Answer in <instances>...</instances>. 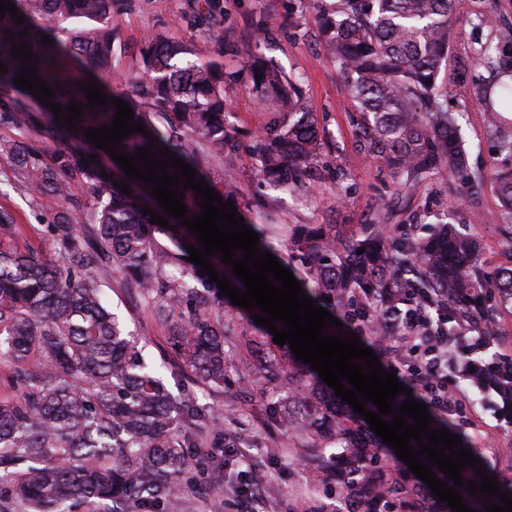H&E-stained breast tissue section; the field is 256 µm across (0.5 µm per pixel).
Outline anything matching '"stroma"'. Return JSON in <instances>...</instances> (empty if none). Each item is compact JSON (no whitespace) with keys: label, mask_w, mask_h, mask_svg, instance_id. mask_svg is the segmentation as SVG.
I'll list each match as a JSON object with an SVG mask.
<instances>
[{"label":"stroma","mask_w":512,"mask_h":512,"mask_svg":"<svg viewBox=\"0 0 512 512\" xmlns=\"http://www.w3.org/2000/svg\"><path fill=\"white\" fill-rule=\"evenodd\" d=\"M495 15L512 26V0H454L457 38L452 46L446 83L448 108L462 113V138L474 169L501 165L503 157L485 113L474 104V88L491 73L480 65L477 48L493 33L476 26L480 15ZM195 0H112L110 23L114 36L112 86L124 87L136 73L134 52L153 31L165 28L191 45L199 62L222 59L224 69L239 79L227 89L233 146L210 165L216 188L232 181L240 194L243 213L256 224L274 229L273 246H280L297 224H339L351 233L369 224L388 225L396 236L425 237L432 225L453 207L452 223L481 244V268L488 278L512 266V213L501 205L497 185L486 179L473 187L448 189V172L440 169L412 189L398 186L383 165L361 150L351 122L354 105L334 63L328 61L315 38L316 12L310 0H218L216 19L224 31V47L216 49L196 18ZM266 31L265 43L255 44L256 32ZM271 59L286 74L299 77L312 105L317 127L330 142L321 161L331 173L312 194L289 196L258 184L252 139L267 120L265 105L252 89L248 67L253 53ZM11 161L0 156V206L18 219L14 247L44 259L52 258L51 243L43 232L48 213L33 207L8 182ZM110 306L143 337L145 354L165 365L164 380L173 392L185 391L208 409L216 429L233 445L216 452L224 475L226 495L219 500L185 495L173 512H323L335 503V483L320 480L304 449L294 447L287 431L267 421L264 403L243 397L228 403L224 394L189 380L174 362L164 326L154 323L133 281L105 271ZM448 390L469 408L463 427L478 459L501 482L512 481V420L491 399L480 400L469 379L448 372ZM247 449L263 470L261 502L239 500L238 475L246 466L239 455Z\"/></svg>","instance_id":"1"}]
</instances>
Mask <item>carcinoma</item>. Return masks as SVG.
I'll return each instance as SVG.
<instances>
[{
  "instance_id": "carcinoma-1",
  "label": "carcinoma",
  "mask_w": 512,
  "mask_h": 512,
  "mask_svg": "<svg viewBox=\"0 0 512 512\" xmlns=\"http://www.w3.org/2000/svg\"><path fill=\"white\" fill-rule=\"evenodd\" d=\"M26 19L0 16V62L14 94L0 97V126L18 138L0 142L12 159L13 178L42 209L54 212L45 225L58 260H40L4 247L17 220L0 207V361L9 367L0 379L11 393L0 397V512H166L179 495L221 492V475L209 474L216 443L199 432L207 410L190 395H175L144 350L130 340L105 301L103 271L137 280L139 294L153 304L166 325L177 366L212 391L232 386L278 400L267 405L268 419L288 431L297 448H314L318 469L328 478L346 474L342 497L351 512H376L381 503H406L408 512H447L426 483L394 463L396 452L370 429L354 408L336 396L319 374L274 343L255 324L260 310L231 303L201 266L186 263V245L200 247L186 226L167 229L143 213L144 183L113 168L111 157L91 159L72 144V131L52 112H30L28 92L14 84L23 60L13 45L29 44L40 80L53 89L52 101L88 103L81 82L94 80L109 96L133 110L150 137L131 133L116 152L135 154L150 143L169 148L210 184L208 164L224 156V86L235 75L214 60L189 58L191 48L166 31L148 36L139 50V76L128 88H112V30L102 21L112 0H12ZM321 46L336 64L356 115L352 122L365 150L405 189L434 171L448 168V184L473 185L484 179L470 168L458 118L448 113L443 70L455 36L453 0H313ZM213 0H204L197 18L216 43L224 33L212 21ZM497 40L481 45L480 61L509 76L498 84H478L474 97L486 112L499 150L512 156V69L502 47L512 45V28L492 15ZM29 31V35L20 33ZM15 38H10V35ZM52 45L41 43L42 36ZM254 90L266 103L269 121L254 140L258 177L292 192L316 186L313 171L324 149L311 105L297 78L272 61L251 59ZM261 79H256V76ZM115 107L83 109L78 133L113 123ZM107 172V177L100 173ZM502 206L512 210V166L495 169ZM130 186L125 194L114 183ZM95 195L94 222L81 233L82 194ZM287 257L277 261L300 281L305 293L343 323L327 333L357 335L365 347L386 358L373 331L378 309L350 312L358 291L379 301L399 287L396 272L413 263L414 296L442 302L455 318L489 332L493 305L478 267L475 240L449 227L430 239L396 238L374 224L345 240L334 224H303L288 237ZM218 277L245 289L232 266L208 258ZM183 266L181 276L169 269ZM498 302L512 304V268L496 278ZM244 320L251 336H233L230 324ZM236 343V380L226 378L224 345ZM462 370L493 391L512 410V357H473L480 347L460 342ZM431 428L461 436L457 424L428 408Z\"/></svg>"
}]
</instances>
